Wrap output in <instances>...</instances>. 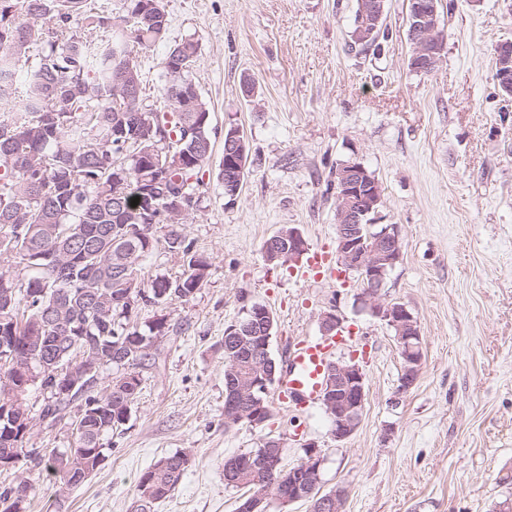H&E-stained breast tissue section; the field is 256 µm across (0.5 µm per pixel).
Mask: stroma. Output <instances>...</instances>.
Returning a JSON list of instances; mask_svg holds the SVG:
<instances>
[{"label": "stroma", "mask_w": 512, "mask_h": 512, "mask_svg": "<svg viewBox=\"0 0 512 512\" xmlns=\"http://www.w3.org/2000/svg\"><path fill=\"white\" fill-rule=\"evenodd\" d=\"M164 41L139 58L156 95L170 47L199 42L195 82L216 131L199 176L201 208L183 227L211 262L203 288L167 312L181 333L155 348L112 453L80 487L60 491L24 466L0 485L38 486L27 512H132L140 473L187 453L191 463L156 512H236L225 457L281 439L284 462L302 441L325 453V490L346 489L344 512H493L512 499V97L493 79L496 46L512 40V0H441L444 48L428 73L408 66V0H386L376 46L352 43L356 0H164ZM243 128L250 153L239 193L218 177L224 127ZM363 165L383 188L371 216L396 225L401 258L385 288L418 320L423 359L399 393L392 329L362 309L357 273L306 275L274 266L264 244L299 229L309 252L336 253L337 168ZM275 318L271 351L320 336L341 314L359 355L366 401L355 433L331 434L322 407L272 401L263 425L224 423V330L253 304Z\"/></svg>", "instance_id": "1"}]
</instances>
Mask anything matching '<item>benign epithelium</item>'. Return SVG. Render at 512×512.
<instances>
[{
    "mask_svg": "<svg viewBox=\"0 0 512 512\" xmlns=\"http://www.w3.org/2000/svg\"><path fill=\"white\" fill-rule=\"evenodd\" d=\"M440 0H417L413 3L414 22L408 28V39L415 48V56L429 68L440 57L443 40L437 34V16ZM384 0H371L364 9L365 25L375 29L383 19ZM499 77L497 81L506 85L512 81V45L497 47ZM247 136L238 126L224 130V176L242 183L246 171ZM336 254L342 272H358L364 282L360 300L363 307L373 316L384 321L395 333L403 361L400 377V392L413 387L417 381L422 354L419 326L413 314L403 303L388 301L383 297L382 288L390 271L401 256L400 239L397 229L386 225L376 231L363 234L361 218L375 211L381 203L382 190L378 181L369 177L367 170L359 163L345 164L336 169ZM307 251L306 241L296 228L278 232L265 244L264 254H273L281 260L297 261ZM254 333L245 338L234 324L224 330L227 343L246 350L253 362L256 373L241 376L239 365L230 364L225 370L233 380L229 397L224 404V423L238 424L247 419L260 426L269 419V410L257 398L259 393L269 392V385L275 380L277 364L271 361L270 331L273 327L272 313L265 309L255 310ZM166 326L154 329V336L142 341L119 340L110 345V354L115 361H131L143 352L152 351L164 338ZM321 330L324 336H337L344 330L343 318L330 310L321 316ZM63 351H50L37 364L27 363L21 380L11 385L15 397L0 404V418L7 422L4 438L0 439V467L10 470L15 465L17 441L28 436L33 420L29 408L22 400L21 393L26 387L37 384L45 372L54 371L55 384L42 387L46 401L61 399L72 393L79 384L97 373L102 362L100 355L87 351L82 336H62ZM21 348L13 336H0V356L10 360L18 359ZM366 400V381L363 368L352 356L347 360L329 362L320 401L332 421L331 435L341 442L356 430ZM276 459L259 464L262 471L268 467L282 466L288 474L284 481L274 475L266 479V495L284 505L303 500L316 501L320 512H343L346 491L338 485L324 494L322 470L325 461L323 449L317 442L309 440L302 444L304 456L300 462L283 466L284 449L282 442L275 440Z\"/></svg>",
    "mask_w": 512,
    "mask_h": 512,
    "instance_id": "obj_1",
    "label": "benign epithelium"
}]
</instances>
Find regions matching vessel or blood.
Wrapping results in <instances>:
<instances>
[{"label":"vessel or blood","instance_id":"vessel-or-blood-1","mask_svg":"<svg viewBox=\"0 0 512 512\" xmlns=\"http://www.w3.org/2000/svg\"><path fill=\"white\" fill-rule=\"evenodd\" d=\"M335 347V340L324 337L295 340L288 348L286 367L277 386L279 399L287 403L296 398L303 406H316L324 369Z\"/></svg>","mask_w":512,"mask_h":512}]
</instances>
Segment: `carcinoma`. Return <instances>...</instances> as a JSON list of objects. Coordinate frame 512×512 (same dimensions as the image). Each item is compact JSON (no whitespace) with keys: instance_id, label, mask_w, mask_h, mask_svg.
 Masks as SVG:
<instances>
[{"instance_id":"obj_1","label":"carcinoma","mask_w":512,"mask_h":512,"mask_svg":"<svg viewBox=\"0 0 512 512\" xmlns=\"http://www.w3.org/2000/svg\"><path fill=\"white\" fill-rule=\"evenodd\" d=\"M117 25L120 38L80 33ZM168 25L163 0H121L115 15L93 0H0V135L9 141L5 150L0 140V333L18 337L28 359H39L67 326L73 336L102 342L148 338L171 302L189 301L207 281L209 261L182 233L201 207L198 174L212 153L210 122H202L209 107L195 90L199 43L189 35L169 49L157 105L144 102L142 66L129 58L163 41ZM57 246L60 260H46ZM160 247L179 260L181 272L146 269ZM119 248L134 255L128 270ZM139 295L151 315L131 319L118 300ZM151 360L143 354L126 368L105 359L87 388L40 407V418H76L77 447L108 454L113 427L137 401ZM20 368L19 361H0V401L10 397L9 380ZM97 398L112 401L111 426L103 430L81 415ZM265 447L233 456L236 485L252 496L263 490L254 464ZM64 452L43 455L21 443L15 456L77 487L95 464L77 461L70 470ZM187 469L160 470L156 462L146 468L135 512H154ZM16 488L0 486V512H25L17 509Z\"/></svg>"}]
</instances>
